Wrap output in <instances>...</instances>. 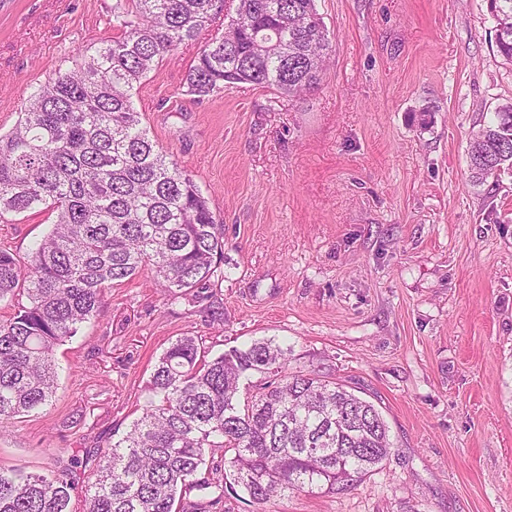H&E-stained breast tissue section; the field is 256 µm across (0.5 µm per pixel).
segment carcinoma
Returning <instances> with one entry per match:
<instances>
[{
	"mask_svg": "<svg viewBox=\"0 0 512 512\" xmlns=\"http://www.w3.org/2000/svg\"><path fill=\"white\" fill-rule=\"evenodd\" d=\"M126 2L112 14L120 36L48 79L0 135V217L41 205L54 214L26 258L0 250V302L27 300L0 321L1 429L51 401L56 347L95 317L105 288L146 273L182 297L224 261V224L131 101L223 0ZM488 2L496 47L512 62V0ZM329 49L315 0H239L189 68L187 93L250 84L296 96L317 85ZM468 158L475 183L512 174V103L472 133ZM288 362L272 339L211 357L198 338H177L154 366L141 416L95 452L80 512H210L237 486L264 506L289 490L344 492L381 467L393 444L378 409ZM212 448L232 454L228 470L206 468ZM207 488L214 497H191ZM74 489L69 468H0V512H75Z\"/></svg>",
	"mask_w": 512,
	"mask_h": 512,
	"instance_id": "obj_1",
	"label": "carcinoma"
}]
</instances>
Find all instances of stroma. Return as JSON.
Masks as SVG:
<instances>
[{"label":"stroma","mask_w":512,"mask_h":512,"mask_svg":"<svg viewBox=\"0 0 512 512\" xmlns=\"http://www.w3.org/2000/svg\"><path fill=\"white\" fill-rule=\"evenodd\" d=\"M118 0H0V134L59 70L115 37ZM330 58L314 90L185 77L223 13L133 91L224 224L209 287L176 298L139 274L56 349L50 403L0 432V468L43 472L138 418L181 336L211 354L266 337L289 368L372 402L394 448L352 489L219 512H512V178L471 180L472 131L512 102L487 0H316ZM54 217L0 219L26 256Z\"/></svg>","instance_id":"stroma-1"}]
</instances>
